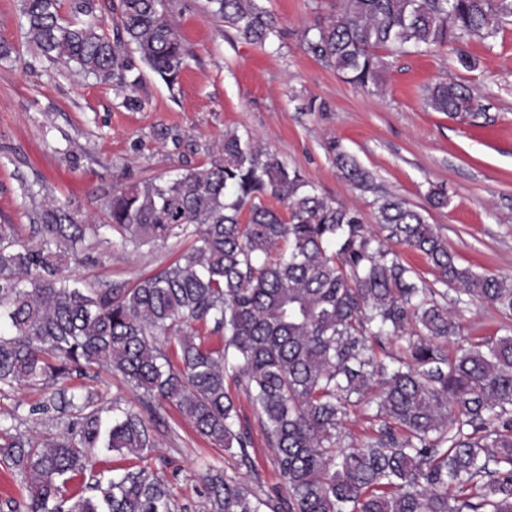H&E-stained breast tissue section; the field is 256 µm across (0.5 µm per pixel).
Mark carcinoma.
<instances>
[{
    "label": "carcinoma",
    "mask_w": 512,
    "mask_h": 512,
    "mask_svg": "<svg viewBox=\"0 0 512 512\" xmlns=\"http://www.w3.org/2000/svg\"><path fill=\"white\" fill-rule=\"evenodd\" d=\"M210 14L252 43L281 36L259 0H208ZM20 0L29 45L50 65L135 88L141 63L172 88L186 66L170 0H119L107 36L96 0ZM512 0H331L304 33V51L363 92L384 85L387 57L495 37ZM450 118L473 114L456 82L426 87ZM336 165L363 193L372 173L338 149ZM282 202L288 212L267 206ZM105 224H83L44 199L29 240L0 224V391L43 392L29 415L45 431L0 424V465L23 481L9 512H182L164 468L106 476L98 456L145 459L162 404L201 437L248 456L227 379L243 387L272 448L280 491L201 475L203 512H512V334L455 353L448 308H494L512 320V278L458 263L422 210L377 199L372 233L357 209L320 194L256 137L224 132L207 163L173 177L121 185L102 202ZM115 235L134 250L190 238L191 246L133 286L98 289L62 273L89 237ZM422 254L428 284L396 247ZM404 339L406 353L387 344ZM104 369L142 399L143 411L105 406L75 383ZM365 404L375 425L358 446L340 428ZM91 482L74 491V479Z\"/></svg>",
    "instance_id": "obj_1"
}]
</instances>
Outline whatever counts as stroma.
Returning a JSON list of instances; mask_svg holds the SVG:
<instances>
[{
    "label": "stroma",
    "mask_w": 512,
    "mask_h": 512,
    "mask_svg": "<svg viewBox=\"0 0 512 512\" xmlns=\"http://www.w3.org/2000/svg\"><path fill=\"white\" fill-rule=\"evenodd\" d=\"M277 17L282 37L258 45L211 16L207 0H173L171 17L184 42L187 66L175 87L147 67L133 89L52 68L30 49L20 0H0V224L28 235L35 205L53 198L83 219H100L114 186L200 164L225 130H250L319 193L358 209L376 229V195L346 181L335 162L344 150L376 178L379 191L424 208L460 264L512 277V22L488 41L465 49L475 70L456 66V52L391 57L382 91L355 89L307 55L301 40L328 0H261ZM443 79L465 84L477 113L452 119L432 111L426 86ZM140 107L124 106L127 96ZM170 138H160L162 130ZM448 195L430 207V190ZM188 240L132 250L120 242L90 243L70 274L96 288L134 284L169 264ZM464 333L501 336L498 312L456 305ZM228 390L252 435L247 455L197 436L176 409L164 405L165 425L147 463L168 460L171 493L185 512H200V472L211 466L226 479L274 492L280 483L252 404L236 384Z\"/></svg>",
    "instance_id": "1"
}]
</instances>
